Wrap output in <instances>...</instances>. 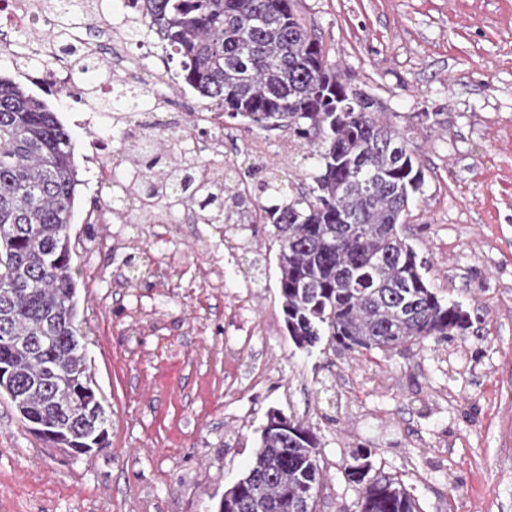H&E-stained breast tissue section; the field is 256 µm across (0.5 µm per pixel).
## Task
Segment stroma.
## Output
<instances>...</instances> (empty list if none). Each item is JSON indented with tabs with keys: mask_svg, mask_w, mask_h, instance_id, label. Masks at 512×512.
I'll list each match as a JSON object with an SVG mask.
<instances>
[{
	"mask_svg": "<svg viewBox=\"0 0 512 512\" xmlns=\"http://www.w3.org/2000/svg\"><path fill=\"white\" fill-rule=\"evenodd\" d=\"M333 63L396 113L425 183L403 234L444 301L473 326L410 352L297 348L285 327L277 243L263 224H170L113 211L90 162L106 128L82 125L79 88L48 97L78 165L69 234L77 329L110 418L107 448L50 447L0 396V512H216L248 468L269 411L314 432L325 474L317 512H356L344 469L372 451L374 472L405 485L420 512H512V0H297ZM163 77L167 106L203 112L155 37L136 48ZM425 112L436 120H422ZM287 131L238 119L224 157L309 188ZM98 210L100 221L86 214Z\"/></svg>",
	"mask_w": 512,
	"mask_h": 512,
	"instance_id": "stroma-1",
	"label": "stroma"
}]
</instances>
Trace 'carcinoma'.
Segmentation results:
<instances>
[{
    "instance_id": "carcinoma-1",
    "label": "carcinoma",
    "mask_w": 512,
    "mask_h": 512,
    "mask_svg": "<svg viewBox=\"0 0 512 512\" xmlns=\"http://www.w3.org/2000/svg\"><path fill=\"white\" fill-rule=\"evenodd\" d=\"M142 14L134 35H156L179 77L214 100L224 117L286 130L310 147L314 185L257 202L243 188L253 164L214 173L218 163L179 159L132 191L148 213L176 193L200 224L258 223L278 243V288L293 343L322 339L352 351L408 350L463 335L471 315L428 284L403 223L424 174L410 140L373 95L354 87L298 17L295 0H123ZM157 133L123 132L125 156L161 164ZM71 135L47 102L0 78V364L23 422L47 420L67 448H104L109 418L87 354L75 339L76 283L68 233L78 184ZM315 434L280 412L269 415L249 470L226 491L237 512H302L318 496ZM368 448L346 464L357 512H419L398 481L373 475Z\"/></svg>"
}]
</instances>
